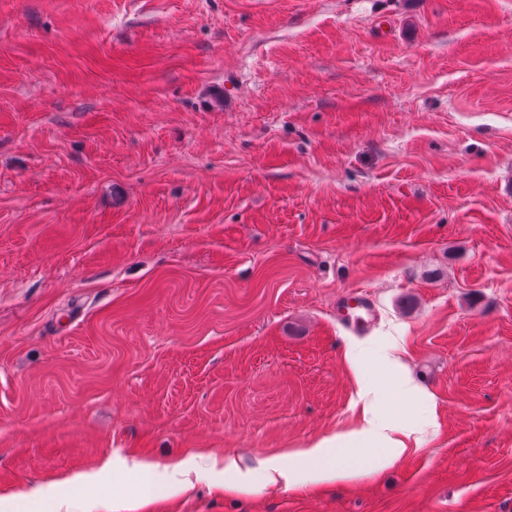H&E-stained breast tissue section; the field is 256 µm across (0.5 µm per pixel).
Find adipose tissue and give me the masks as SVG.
<instances>
[{"instance_id": "1", "label": "adipose tissue", "mask_w": 512, "mask_h": 512, "mask_svg": "<svg viewBox=\"0 0 512 512\" xmlns=\"http://www.w3.org/2000/svg\"><path fill=\"white\" fill-rule=\"evenodd\" d=\"M358 401L362 405V419L356 429L321 438L306 447L283 455L268 458L260 463L263 477L272 482L292 485L298 481L296 461L314 459L320 466L313 478L319 483H330L348 479L350 472L342 460L362 448L378 451L380 466H389L398 461L406 451L408 428L393 419H379L373 406L379 400V390L366 382L358 384Z\"/></svg>"}]
</instances>
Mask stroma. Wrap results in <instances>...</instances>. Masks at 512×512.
Here are the masks:
<instances>
[{"mask_svg":"<svg viewBox=\"0 0 512 512\" xmlns=\"http://www.w3.org/2000/svg\"><path fill=\"white\" fill-rule=\"evenodd\" d=\"M351 343L401 461L171 495L351 429ZM115 455L138 512H512V0H0V512ZM372 306L356 294L346 298L340 306V316L350 322L354 328H363L373 316ZM200 462H208L211 466L216 465V459L212 456L205 454V449L200 448L199 452L189 456L188 458L171 466L170 478L175 486L186 488L187 483L181 481L179 476L194 469L196 465H200Z\"/></svg>","mask_w":512,"mask_h":512,"instance_id":"35a3bbf8","label":"stroma"}]
</instances>
